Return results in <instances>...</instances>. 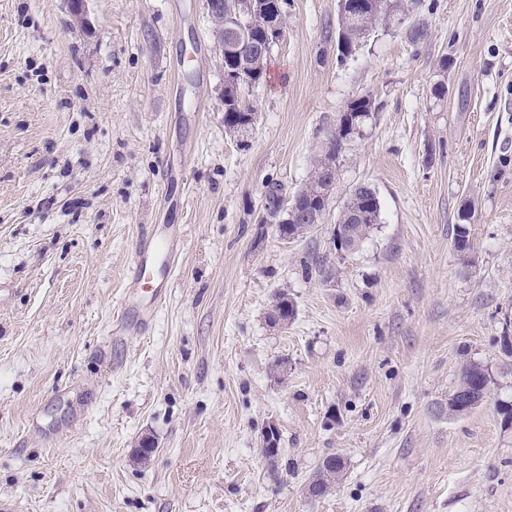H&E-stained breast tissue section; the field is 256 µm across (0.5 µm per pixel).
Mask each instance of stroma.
Wrapping results in <instances>:
<instances>
[{
	"mask_svg": "<svg viewBox=\"0 0 512 512\" xmlns=\"http://www.w3.org/2000/svg\"><path fill=\"white\" fill-rule=\"evenodd\" d=\"M284 10L241 91L242 144L205 0H87L84 27L68 0H0V502L17 512H512L495 408L512 402V0H421V40L380 28L345 60L336 0ZM358 94L378 110L324 222L281 239L260 221L270 186H305ZM358 182L381 221L347 252ZM168 228L164 304L114 335L140 239ZM282 290L296 315L273 325ZM470 363L490 400L438 414ZM332 454L343 475L312 497ZM239 87L238 77H228L224 84V90L222 92L224 103V129L228 136L235 137L239 134L240 128L244 126H251L256 120L255 110L252 106L245 104L239 94L236 95V99H232L227 102L228 91L235 90ZM345 469V462L340 456L331 455L323 459L310 479V491L314 497L329 494L336 486Z\"/></svg>",
	"mask_w": 512,
	"mask_h": 512,
	"instance_id": "1",
	"label": "stroma"
}]
</instances>
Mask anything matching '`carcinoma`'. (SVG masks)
I'll return each mask as SVG.
<instances>
[{
    "label": "carcinoma",
    "mask_w": 512,
    "mask_h": 512,
    "mask_svg": "<svg viewBox=\"0 0 512 512\" xmlns=\"http://www.w3.org/2000/svg\"><path fill=\"white\" fill-rule=\"evenodd\" d=\"M418 5V0H337V50L340 59L348 58L354 47L358 46L375 29L391 20L396 15L409 11L408 4ZM264 33L256 27H247L241 30V44L244 61L250 70H256L259 75L257 81H262L266 75L265 64L270 49L264 46ZM351 111L365 114L364 120H370L378 107L372 97H356L347 102ZM255 110L245 104L241 96L224 103V129L228 136L234 137L240 128L254 124ZM364 124H358V129L342 134L334 131L326 143V150L316 158L312 171L306 184V191L302 193L297 210L299 214L292 216L281 211L279 188L274 187L268 193L266 206L269 218L276 221L279 235L296 238L308 232L304 214L311 209H318L322 205L321 195L331 192L329 183L324 178V169H340V156L346 146L356 138L362 136ZM353 211L365 213V218L357 224H350L345 220L346 214ZM471 213V204L466 202L459 212V224L455 225L454 246L462 254L470 250L468 230L464 221ZM380 203L377 194L368 197L362 196L355 189H350L343 207L339 211L336 224H338L337 239L344 251L355 250L368 237L373 226L378 223ZM295 315V306L288 292L280 291L276 294L268 319H280L286 323ZM459 389L468 390L471 395L484 398L490 395L489 379L485 369L478 364H470L463 368ZM345 469L344 460L336 455L323 459L310 479V491L314 497L329 494L336 486Z\"/></svg>",
    "instance_id": "cac0c4a2"
}]
</instances>
